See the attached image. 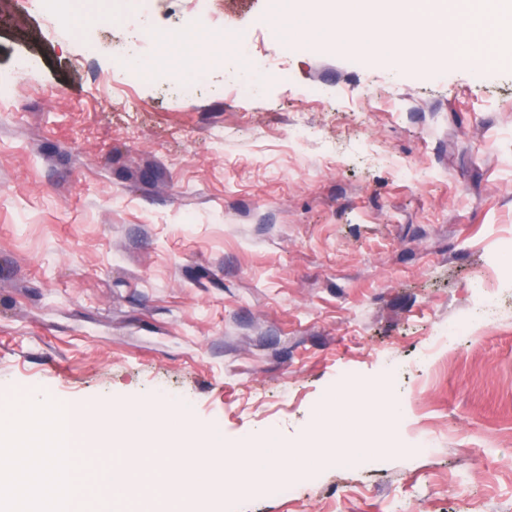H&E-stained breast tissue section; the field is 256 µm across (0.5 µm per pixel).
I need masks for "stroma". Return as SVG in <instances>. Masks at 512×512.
<instances>
[{
	"label": "stroma",
	"mask_w": 512,
	"mask_h": 512,
	"mask_svg": "<svg viewBox=\"0 0 512 512\" xmlns=\"http://www.w3.org/2000/svg\"><path fill=\"white\" fill-rule=\"evenodd\" d=\"M267 7L148 0L153 28L216 11L192 40L249 32L286 73L239 92L240 55L214 54L187 94L138 79L137 27L87 51L35 0H0V79L19 83L0 101V404L171 391L184 432L305 450L290 497L233 488L223 512H512V57L373 62L256 27ZM463 316L481 329L435 336ZM350 378L404 416L370 406L350 460L318 463L323 401ZM373 432L388 452H365Z\"/></svg>",
	"instance_id": "obj_1"
}]
</instances>
